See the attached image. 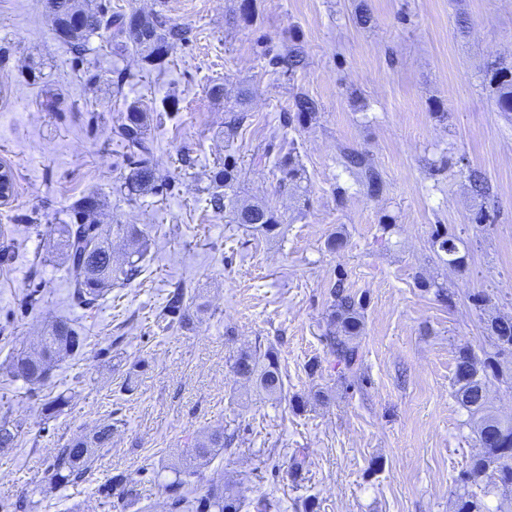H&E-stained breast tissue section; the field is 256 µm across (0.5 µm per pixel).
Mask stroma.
Returning <instances> with one entry per match:
<instances>
[{"label": "stroma", "mask_w": 512, "mask_h": 512, "mask_svg": "<svg viewBox=\"0 0 512 512\" xmlns=\"http://www.w3.org/2000/svg\"><path fill=\"white\" fill-rule=\"evenodd\" d=\"M124 16L163 14L188 40L164 71L135 49L114 53L106 31L81 61L52 30L43 0H0V163L16 177L0 205V413L25 422L0 448V505L30 500L32 512H166L167 466L194 440L238 431L205 472L241 500L271 499L273 512H455L479 443L454 397L455 352L490 350L487 327L512 315V112L500 111L487 62L512 70V0H109ZM302 47L295 74L272 55ZM129 79L116 85L117 71ZM223 97H214V85ZM316 100L311 122L284 130L294 98ZM145 112L153 164L167 183L135 198L119 187L130 170L115 130L128 105ZM248 114L224 136L228 109ZM293 141L306 177L283 191L267 144ZM369 155L384 190L373 197L342 163ZM240 170L243 199L277 211L269 238L214 212L210 174L225 156ZM493 187L489 223L469 190V170ZM98 197V220L143 233L142 273L90 309L72 301L63 264L48 258L60 225L82 196ZM460 238L462 267L441 261L435 230ZM343 234L342 248L328 238ZM364 294L362 364L345 374L323 338L336 278ZM187 288L193 329L163 327L169 291ZM40 303L24 309L27 291ZM86 338L82 354L31 390L6 373L14 349L53 319ZM109 355H100V348ZM276 352L280 399L236 377L240 352ZM317 370H310V363ZM139 364L134 392L126 373ZM71 403L40 412L57 394ZM118 419L88 480L51 483L54 448ZM307 465L292 476L290 457ZM142 498L110 507L101 487L115 474Z\"/></svg>", "instance_id": "stroma-1"}]
</instances>
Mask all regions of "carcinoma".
Returning a JSON list of instances; mask_svg holds the SVG:
<instances>
[{
	"mask_svg": "<svg viewBox=\"0 0 512 512\" xmlns=\"http://www.w3.org/2000/svg\"><path fill=\"white\" fill-rule=\"evenodd\" d=\"M46 8L53 18L56 37L79 52L85 49L87 37L105 28L112 30L111 43L117 50H126L132 44L143 52L142 60L155 69H162L169 52L186 40L187 31L169 25L163 16L152 19L134 17L129 20L122 15H112L108 6L101 3L95 9H86L77 0H45ZM269 64L274 68L286 69L292 73L303 67L304 54L295 46L286 54L272 57ZM491 84L495 102L504 112H512V71L494 69ZM296 117L288 116L284 125L293 121L304 123L316 117L318 104L306 95L295 99ZM117 134L125 147L134 156L140 157L126 178L124 188L131 196L142 195L157 187L159 177L144 155L150 152L146 142L145 117L137 107H132L124 121L117 128ZM345 166L352 170L366 188L367 193L377 196L382 192V175L369 156L359 151L343 153ZM275 166L281 173L280 187L302 179L301 168L295 158L288 154L277 157ZM238 180L236 160L226 157L224 164L213 171V191L209 202L213 210L232 213L237 224H250L267 235L276 234L280 218L261 202L241 204L236 198L234 187ZM471 192L490 199L492 188L486 177L472 169L468 174ZM97 204L95 196L86 195L73 205L74 223L65 224L60 230L59 247L66 264L74 301L86 308H92L108 288L115 284L132 282L142 272L140 258L142 249L136 248L128 260L119 266L112 265V234L123 235L137 244L140 234L132 225L101 224L95 218ZM457 238L435 231L433 243L439 251L448 256L446 263L460 262ZM332 303L326 317L324 337L336 355L338 363L348 370L353 369L359 359L358 346L353 340L362 331L365 301L345 289L343 279H337L332 291ZM169 324L189 328L193 324L190 302L186 289L174 288L168 295L162 312ZM492 346L503 351L502 342L512 343V316H502L488 325ZM85 339L80 332L65 321L51 324L29 350L16 353L9 365V372L36 386L49 377L51 364L75 356L83 350ZM456 366L453 386L456 400L474 418L475 431L480 442L481 453L473 456L462 481L478 484L479 478L490 467H495L494 482L486 484L481 491L487 495L498 491L504 495L512 493V420L505 421L494 415L487 406V394L493 380L498 378L501 363L493 355L478 358L472 347L462 344L456 351ZM233 373L246 380H253L267 397L277 399L283 392L284 382L277 355L267 350L263 358L243 352L231 364ZM69 405V397L59 394L42 403L41 410L47 418L59 416ZM114 424L111 419L101 422L94 432L82 439L67 441L55 450L46 472L50 482L60 485L77 484L86 479L95 452L106 448L112 442ZM22 432V422L7 411L0 415V448H11ZM235 433L219 430L199 440L191 449L190 462L183 469L174 470V477L163 484L168 499V512H242L243 502L224 486L205 479L202 468L217 452L230 448ZM129 478L119 474L102 489L104 497L112 498L117 490L122 496H129ZM456 512H486L485 505L473 490H466L456 497Z\"/></svg>",
	"mask_w": 512,
	"mask_h": 512,
	"instance_id": "obj_1",
	"label": "carcinoma"
}]
</instances>
